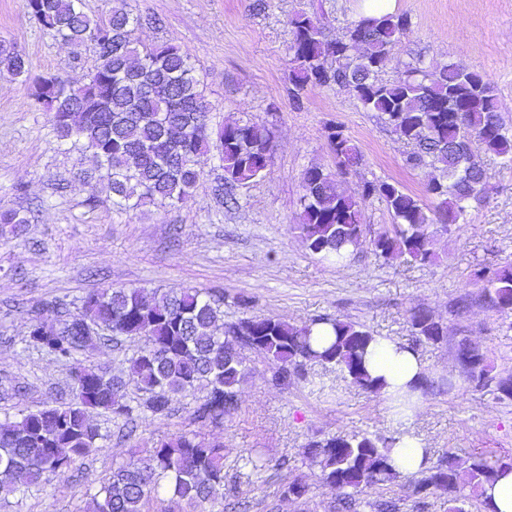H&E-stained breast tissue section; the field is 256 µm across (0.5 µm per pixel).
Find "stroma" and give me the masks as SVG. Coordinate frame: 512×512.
<instances>
[{"label":"stroma","mask_w":512,"mask_h":512,"mask_svg":"<svg viewBox=\"0 0 512 512\" xmlns=\"http://www.w3.org/2000/svg\"><path fill=\"white\" fill-rule=\"evenodd\" d=\"M359 2L129 0L135 12L161 20L138 30L143 44L170 41L198 61L213 125L243 119L273 131L271 166L235 189L233 205L215 194L224 171L210 154L199 159L200 178L187 204L121 212L105 192L87 204L82 173L93 165L90 153L57 139L50 113L30 99L23 79L0 74V205L29 217L0 231V422L69 394L68 370L24 347L30 306L105 288H219L228 323L247 316L292 324L337 317L406 343L413 340L411 310L427 308L447 325L448 339L421 344L418 352L431 379L457 382L452 392L424 396L416 414L399 423L387 400L351 384L340 370L310 364L305 379L283 389L273 385L267 363L250 355L236 412L204 431L223 441L224 496L245 502L246 512H331L340 493L314 477L304 454L319 433L384 439L411 432L435 460L449 448L462 458L478 451L512 459V404L473 389L454 359L465 337L487 350L495 372L512 373V321L479 302L461 315L452 308L459 295L480 293L468 280L473 265L512 262V166L484 156L485 192L469 207L466 224L437 237L433 263L387 262L364 242L336 264L310 254L299 238L304 170L336 168L329 126H340L363 153L360 166L338 177L350 193L379 179L422 199L433 176L431 169L406 166L408 145L348 90L312 87L299 106L289 97V16L317 12L327 38L336 39L358 20ZM396 11L409 26L384 79L419 61L477 71L495 87L512 127V0H397ZM1 37L17 44L35 75L62 72L78 82L97 63L90 50L46 35L24 0H0ZM237 295L251 297L248 309L233 304ZM191 407L186 398L168 416L138 420L123 440L107 417H98L108 435L103 448L43 490L10 498L0 512H82L85 486L109 474L129 449L146 454L158 440L192 430ZM253 448L266 459L258 474L243 462ZM296 475L310 484L297 510L283 495Z\"/></svg>","instance_id":"stroma-1"}]
</instances>
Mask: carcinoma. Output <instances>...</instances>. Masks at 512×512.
Masks as SVG:
<instances>
[{"label": "carcinoma", "instance_id": "cac0c4a2", "mask_svg": "<svg viewBox=\"0 0 512 512\" xmlns=\"http://www.w3.org/2000/svg\"><path fill=\"white\" fill-rule=\"evenodd\" d=\"M25 7L55 40L84 46L97 66L80 83L59 75L32 79L30 97L52 114L56 136L91 153L94 172L87 175L89 200L100 189L112 193L113 205L137 209L155 201L185 204L199 179L198 159L216 152L224 169L219 196L262 177L273 161V134L251 120L215 128L210 104L191 56L172 42L140 47L135 31L157 26L160 19L133 12L117 0L106 17H92L84 0H25ZM289 94L301 105L310 87H348L362 109L378 112L399 139L411 146L405 162L412 169L438 172L426 185L431 205L387 180L368 181L361 195L339 189L337 175L361 164L360 147L340 127L328 138L336 171L305 169L300 197V237L306 249L323 258H342L341 250L360 244L366 232L361 201L385 204L392 223L374 232L370 245L386 261L426 264L436 259L434 233L446 234L466 220L468 203L481 199L485 169L481 155L512 163V133L498 108L494 87L483 76L455 64L422 67L386 81L381 73L391 50L407 30L403 15L362 18L345 38L330 40L316 14L289 17ZM0 72L28 76L26 55L11 40L0 39ZM20 211L0 208V227L26 224ZM435 227V232L428 231ZM469 280L479 286L487 308L512 314V264H477ZM32 322L26 346L66 366L73 380L71 396L22 412L0 424V500L40 490L54 474L83 465L105 440L93 416L105 415L123 431L136 418L166 416L183 398L193 399L191 418L200 429L224 424L238 407L237 387L249 373L243 351L263 356L272 381L288 386L304 377V366L338 367L350 382L378 391L382 384L366 366L377 336L364 326L318 316L292 325L277 318L224 322L220 290L107 288L74 301L55 299L28 310ZM328 325L333 337L316 350L312 336ZM418 344L447 340L448 328L424 308L410 314ZM132 337L143 346L126 358L120 374L90 360L100 346L122 345ZM457 350L472 361V385L512 402V374L493 373L488 352L462 339ZM397 438L385 445L365 434L316 436L305 445L309 466L325 485L344 493L338 512H396L391 501L360 495L397 475L391 457ZM509 459L482 453L463 460L448 450L415 482L414 507L433 495L448 498V512H469L466 488L481 491ZM309 491L301 476L288 481L284 495L299 506ZM84 512H211L224 504V444L197 431L157 441L146 456L130 449L110 474L85 491ZM160 502L164 508L153 509Z\"/></svg>", "mask_w": 512, "mask_h": 512}]
</instances>
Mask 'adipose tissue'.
Segmentation results:
<instances>
[{
	"label": "adipose tissue",
	"mask_w": 512,
	"mask_h": 512,
	"mask_svg": "<svg viewBox=\"0 0 512 512\" xmlns=\"http://www.w3.org/2000/svg\"><path fill=\"white\" fill-rule=\"evenodd\" d=\"M367 368L372 377L380 379L381 393L388 399L409 390L427 372L425 361L409 346L388 338L379 339L371 347Z\"/></svg>",
	"instance_id": "ef3b65f1"
}]
</instances>
